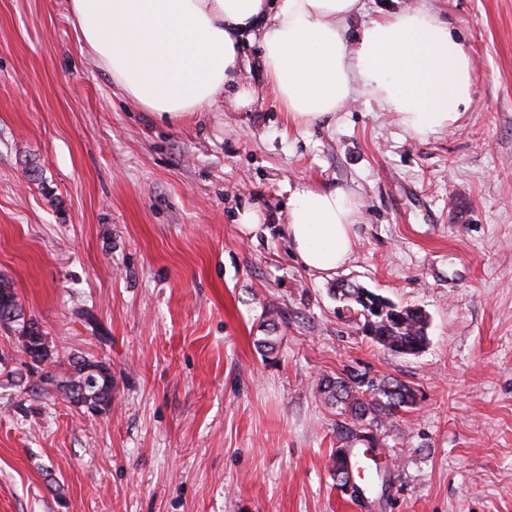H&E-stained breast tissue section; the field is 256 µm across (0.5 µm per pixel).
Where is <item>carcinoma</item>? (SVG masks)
<instances>
[{"label":"carcinoma","instance_id":"1","mask_svg":"<svg viewBox=\"0 0 512 512\" xmlns=\"http://www.w3.org/2000/svg\"><path fill=\"white\" fill-rule=\"evenodd\" d=\"M391 308L400 313L401 319H392V313L384 311L374 316L370 324L372 339L395 355H413L423 350L428 342V321L420 310L410 307ZM0 321L3 326L18 333L22 349L27 356L35 355L43 363L52 359L53 352L47 337L38 323L23 317V309L17 294L8 283L0 280ZM42 383L68 393H86L97 403L101 411L112 407V370L106 363L83 356L68 359V369L62 375L52 374ZM321 393L325 399L338 406L348 415L356 431L346 432V438H358V434L377 428L394 411L416 403L417 394L407 384L394 378H374L364 373L347 372L343 376L324 380ZM352 450L338 448L331 459L333 474L338 486L346 487L354 480L348 459Z\"/></svg>","mask_w":512,"mask_h":512}]
</instances>
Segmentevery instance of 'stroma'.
<instances>
[{"label": "stroma", "mask_w": 512, "mask_h": 512, "mask_svg": "<svg viewBox=\"0 0 512 512\" xmlns=\"http://www.w3.org/2000/svg\"><path fill=\"white\" fill-rule=\"evenodd\" d=\"M361 5L354 32L405 7L450 22L475 66L455 127L413 138L364 94L288 125L255 41L252 104L164 123L98 68L67 0H0V279L55 359L113 379L109 414L75 407L0 326V512H512V0ZM301 184L358 205L329 279L288 248ZM340 282L425 312V349L366 336ZM348 369L418 394L376 431L363 500L336 486L344 417L319 393Z\"/></svg>", "instance_id": "stroma-1"}]
</instances>
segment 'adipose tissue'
I'll list each match as a JSON object with an SVG mask.
<instances>
[{
    "mask_svg": "<svg viewBox=\"0 0 512 512\" xmlns=\"http://www.w3.org/2000/svg\"><path fill=\"white\" fill-rule=\"evenodd\" d=\"M359 0H70L81 40L113 85L159 119L181 121L238 86L243 41L262 46L268 88L292 125H327L356 92L368 94L421 138L452 128L473 92L466 47L425 8L386 12L354 38L345 22ZM358 207L349 190L297 186L286 236L317 279L355 248Z\"/></svg>",
    "mask_w": 512,
    "mask_h": 512,
    "instance_id": "1",
    "label": "adipose tissue"
}]
</instances>
